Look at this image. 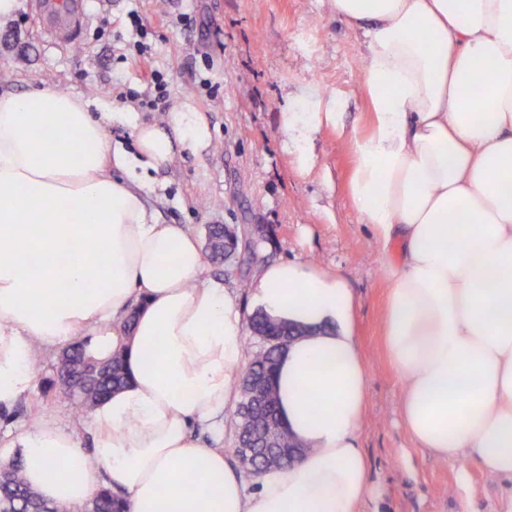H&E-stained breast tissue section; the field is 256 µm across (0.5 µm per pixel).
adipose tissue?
<instances>
[{"label": "adipose tissue", "instance_id": "adipose-tissue-1", "mask_svg": "<svg viewBox=\"0 0 512 512\" xmlns=\"http://www.w3.org/2000/svg\"><path fill=\"white\" fill-rule=\"evenodd\" d=\"M330 7L364 47L370 128L346 130L335 100L305 85L297 95L316 109L284 113L283 130L298 146L325 126L348 141L358 212L381 244H401L384 265V330L404 426L417 447L466 453L509 483L499 512H512V0ZM116 121L132 127L135 154L113 147ZM209 144L187 105L163 127L49 86L0 93V412L31 391L38 347L84 338L98 360L123 351L130 375L87 427L46 419L0 448L58 512L101 482L124 512H357L370 492L354 298L301 261L264 265L250 288L259 311L300 330L274 388L305 454L247 475L222 446L245 360L237 297L203 278L198 236L158 223L123 179ZM65 461L78 467L61 480Z\"/></svg>", "mask_w": 512, "mask_h": 512}]
</instances>
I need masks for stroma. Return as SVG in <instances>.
<instances>
[{"mask_svg":"<svg viewBox=\"0 0 512 512\" xmlns=\"http://www.w3.org/2000/svg\"><path fill=\"white\" fill-rule=\"evenodd\" d=\"M141 29H133L132 14ZM145 33L147 64L134 60L133 43ZM363 46L353 29L331 13L328 0H86L78 46L51 38L42 0H23L19 16L0 24V92L48 84L113 112L167 122L190 101L207 122L211 146L183 153L145 191L162 224L187 225L197 236L207 226L231 224L250 246L247 274L282 258L338 275L355 301L354 329L368 369V402L357 446L369 464L371 491L358 512H499L501 482L463 455L448 459L415 447L400 414L401 379L390 366L384 336L388 286L382 247L349 194L353 156L322 127L303 170L299 150L287 144L286 112H308L296 99L302 85L335 98L347 127L365 133L370 105L358 61ZM161 72L170 97L150 111L146 69ZM213 85L200 89L201 80ZM58 352L40 353L36 382L6 417L0 437L53 419L79 424L73 406L44 397L41 383L58 366Z\"/></svg>","mask_w":512,"mask_h":512,"instance_id":"35a3bbf8","label":"stroma"}]
</instances>
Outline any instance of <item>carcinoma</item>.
Segmentation results:
<instances>
[{
  "instance_id": "cac0c4a2",
  "label": "carcinoma",
  "mask_w": 512,
  "mask_h": 512,
  "mask_svg": "<svg viewBox=\"0 0 512 512\" xmlns=\"http://www.w3.org/2000/svg\"><path fill=\"white\" fill-rule=\"evenodd\" d=\"M207 249L213 259H224V226L208 227ZM247 329L249 339L256 344V350L244 365L241 373L242 387L240 401L234 413L235 441L242 446L268 431L275 432L278 446L295 448L297 444L280 424L276 414V396L267 389L268 401L248 404V381L260 375L270 379L276 366L279 347L273 340L288 336V325L275 323L264 314L256 312L250 316ZM62 367L56 378L45 384L44 392L55 391L59 385L63 394L76 410L87 412L113 390L125 385L128 380L125 356L118 352L110 361L100 364L86 354L85 344L77 341L71 344L60 357ZM121 500L111 490L101 487L85 506V512H120ZM0 512H58L45 503L26 483L21 463L12 459L0 462Z\"/></svg>"
}]
</instances>
